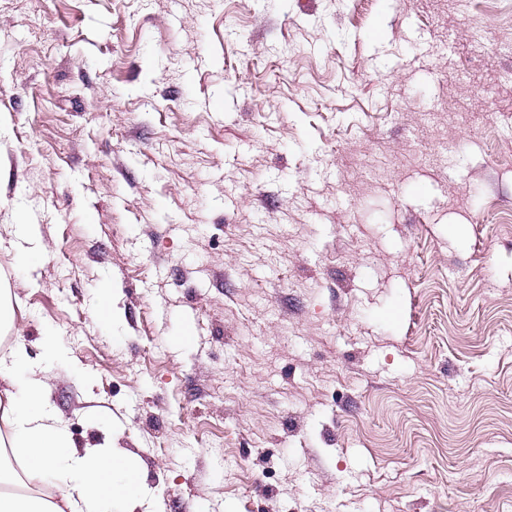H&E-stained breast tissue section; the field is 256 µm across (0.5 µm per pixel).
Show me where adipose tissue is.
<instances>
[{
    "label": "adipose tissue",
    "instance_id": "1",
    "mask_svg": "<svg viewBox=\"0 0 512 512\" xmlns=\"http://www.w3.org/2000/svg\"><path fill=\"white\" fill-rule=\"evenodd\" d=\"M12 462L0 458V512H147L148 490L141 471L118 449L77 448L50 401L46 376L31 364L22 340L0 354ZM27 484H66L60 499L15 491Z\"/></svg>",
    "mask_w": 512,
    "mask_h": 512
}]
</instances>
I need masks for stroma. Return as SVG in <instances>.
<instances>
[{"mask_svg":"<svg viewBox=\"0 0 512 512\" xmlns=\"http://www.w3.org/2000/svg\"><path fill=\"white\" fill-rule=\"evenodd\" d=\"M1 285L153 512H512V0H0ZM15 229L16 237L19 240L16 243L19 260L29 268L33 264L40 262L44 256L34 225L22 222L21 224H16ZM22 243L29 245V247L24 246Z\"/></svg>","mask_w":512,"mask_h":512,"instance_id":"1","label":"stroma"}]
</instances>
